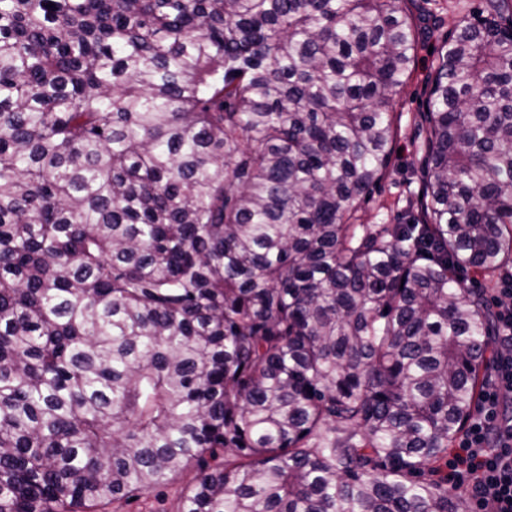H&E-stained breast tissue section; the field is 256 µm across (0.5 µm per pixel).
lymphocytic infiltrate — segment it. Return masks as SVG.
<instances>
[{
  "instance_id": "1",
  "label": "lymphocytic infiltrate",
  "mask_w": 512,
  "mask_h": 512,
  "mask_svg": "<svg viewBox=\"0 0 512 512\" xmlns=\"http://www.w3.org/2000/svg\"><path fill=\"white\" fill-rule=\"evenodd\" d=\"M501 351L470 424L450 451L448 483L464 488L476 512H512V418L504 392H512V275L495 291Z\"/></svg>"
}]
</instances>
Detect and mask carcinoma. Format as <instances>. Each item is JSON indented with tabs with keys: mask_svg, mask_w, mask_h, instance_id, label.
Returning <instances> with one entry per match:
<instances>
[{
	"mask_svg": "<svg viewBox=\"0 0 512 512\" xmlns=\"http://www.w3.org/2000/svg\"><path fill=\"white\" fill-rule=\"evenodd\" d=\"M403 0H0V512H469L512 264V0L438 57L419 218L362 224ZM192 474L154 489L147 495L112 503L109 512H178L181 496Z\"/></svg>",
	"mask_w": 512,
	"mask_h": 512,
	"instance_id": "carcinoma-1",
	"label": "carcinoma"
}]
</instances>
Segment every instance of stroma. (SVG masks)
I'll list each match as a JSON object with an SVG mask.
<instances>
[{
	"instance_id": "obj_1",
	"label": "stroma",
	"mask_w": 512,
	"mask_h": 512,
	"mask_svg": "<svg viewBox=\"0 0 512 512\" xmlns=\"http://www.w3.org/2000/svg\"><path fill=\"white\" fill-rule=\"evenodd\" d=\"M482 0H415L411 13L417 26L418 46L412 71L392 99L398 129L396 145L401 155L393 156L388 175L364 200L365 223L401 224L411 217L409 206L421 186L424 155L418 146L424 136L420 116L438 61L436 50L448 38L456 17L475 10ZM186 478H178L134 499L122 500L109 512H178Z\"/></svg>"
}]
</instances>
